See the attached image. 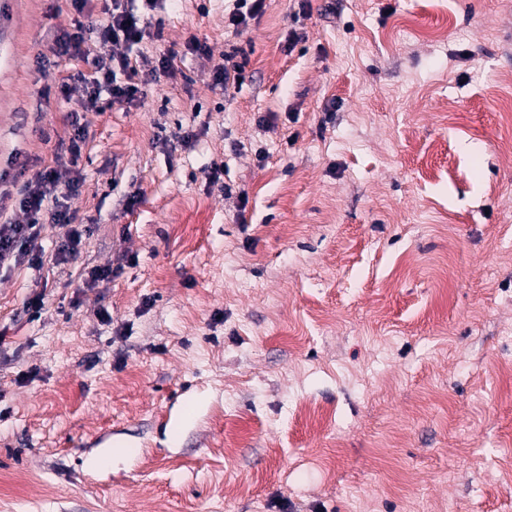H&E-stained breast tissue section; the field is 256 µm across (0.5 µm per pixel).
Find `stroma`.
Returning <instances> with one entry per match:
<instances>
[{
	"label": "stroma",
	"instance_id": "1",
	"mask_svg": "<svg viewBox=\"0 0 512 512\" xmlns=\"http://www.w3.org/2000/svg\"><path fill=\"white\" fill-rule=\"evenodd\" d=\"M103 6L0 0L1 179L53 165ZM233 9L154 12L90 235L0 270V512H512V0ZM251 2L249 6L247 2ZM236 7L230 13L229 21L233 26L247 25L250 19L256 18L262 11L263 0H237ZM246 8L244 11L243 9ZM237 56V50L224 53V62L218 63L214 68V79L217 84L227 86L232 80L237 82L241 77L242 65L234 59Z\"/></svg>",
	"mask_w": 512,
	"mask_h": 512
}]
</instances>
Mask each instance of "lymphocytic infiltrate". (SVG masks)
<instances>
[{"instance_id": "1", "label": "lymphocytic infiltrate", "mask_w": 512, "mask_h": 512, "mask_svg": "<svg viewBox=\"0 0 512 512\" xmlns=\"http://www.w3.org/2000/svg\"><path fill=\"white\" fill-rule=\"evenodd\" d=\"M164 0H110L105 12L108 19L97 28L101 44L134 46L144 38L142 22L148 11L162 6ZM85 29L72 24L57 39L56 55L65 61L84 60L87 70L73 73L71 81L61 82V95H68L71 82H80L84 97L71 110L72 135L66 154L56 156L53 166L38 170L22 183L13 185L17 203L28 221L17 224L0 217V268L43 265V253L37 244L43 224L66 229L68 249H75L87 233L71 201L80 192L82 179L78 162L86 146L91 116L100 112L103 100L122 103L133 100L138 91L133 82L139 69L138 60L125 53H99L87 56L84 50Z\"/></svg>"}]
</instances>
